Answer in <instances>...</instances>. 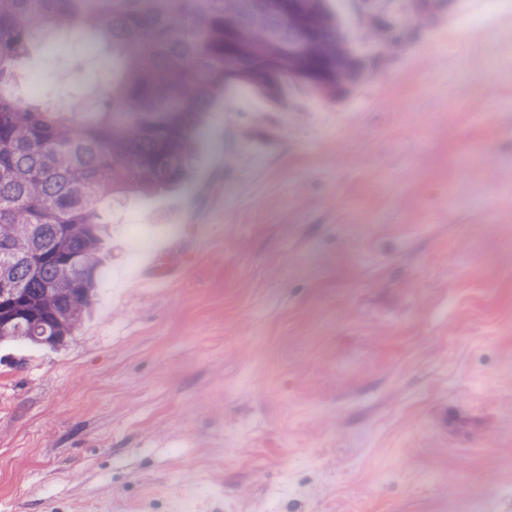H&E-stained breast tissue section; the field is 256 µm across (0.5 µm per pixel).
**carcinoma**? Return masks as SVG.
<instances>
[{
  "mask_svg": "<svg viewBox=\"0 0 512 512\" xmlns=\"http://www.w3.org/2000/svg\"><path fill=\"white\" fill-rule=\"evenodd\" d=\"M73 34L112 50L96 100L17 97L28 47ZM364 70L323 0H0V341L73 337L105 273L98 206L180 185L217 96L333 100Z\"/></svg>",
  "mask_w": 512,
  "mask_h": 512,
  "instance_id": "1",
  "label": "carcinoma"
}]
</instances>
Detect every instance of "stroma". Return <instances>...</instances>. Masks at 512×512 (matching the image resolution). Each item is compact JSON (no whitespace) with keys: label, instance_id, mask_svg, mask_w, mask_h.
Returning a JSON list of instances; mask_svg holds the SVG:
<instances>
[{"label":"stroma","instance_id":"1","mask_svg":"<svg viewBox=\"0 0 512 512\" xmlns=\"http://www.w3.org/2000/svg\"><path fill=\"white\" fill-rule=\"evenodd\" d=\"M448 2L327 0L345 95L231 88L181 187L105 205L73 340L0 342V512H512V26L439 44ZM108 62L36 45L16 93Z\"/></svg>","mask_w":512,"mask_h":512}]
</instances>
